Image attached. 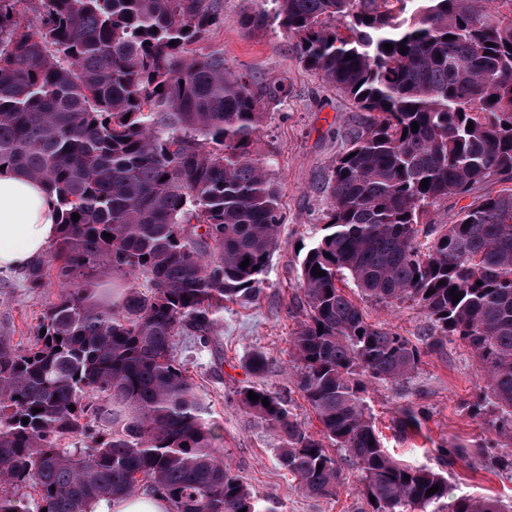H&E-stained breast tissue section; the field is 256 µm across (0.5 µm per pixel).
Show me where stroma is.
<instances>
[{"label": "stroma", "mask_w": 512, "mask_h": 512, "mask_svg": "<svg viewBox=\"0 0 512 512\" xmlns=\"http://www.w3.org/2000/svg\"><path fill=\"white\" fill-rule=\"evenodd\" d=\"M255 6L254 0H224V25L209 37L224 49L225 62L249 72L264 114L254 145L260 156L272 159L278 186L282 223L280 245L271 257L261 293L253 301L230 304L219 321L222 366H214L210 351L190 355L188 374L205 398L208 414L223 428V454L234 474L253 492L260 506L279 512H360L364 502L357 491V471L342 462L344 481L336 497L304 494L278 463V442L270 427L239 404L240 386L252 383L283 399L298 422L309 431L319 423L295 386L290 340L302 312L294 301L300 295V260L320 235L329 208L321 182L330 173L347 132L362 114L299 60L295 40L280 28L249 34L236 20ZM61 290L56 275L44 288H25L20 274L0 275V335L26 348L32 343L49 304ZM362 306L369 322L418 342L430 326L425 312L406 306L390 312L370 301ZM264 353L265 372L254 375L248 360ZM477 359L458 340L444 354L423 356L409 382L391 385L367 381L365 402L382 435L385 448L400 462L442 471L452 494L512 499V467L483 468L478 445L489 437V417L474 416L470 405L482 386ZM411 404L425 410L421 434L394 436L390 424L398 409ZM468 440L474 447L467 461H444L439 447Z\"/></svg>", "instance_id": "stroma-1"}]
</instances>
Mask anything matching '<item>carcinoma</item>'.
<instances>
[{
  "label": "carcinoma",
  "mask_w": 512,
  "mask_h": 512,
  "mask_svg": "<svg viewBox=\"0 0 512 512\" xmlns=\"http://www.w3.org/2000/svg\"><path fill=\"white\" fill-rule=\"evenodd\" d=\"M222 23L224 0H0V167L43 182L60 225L22 280L35 291L54 270L63 285L29 348L0 336V512H89L137 492L163 494L170 512H260L186 368L187 353L216 345L224 303L260 294L279 245L252 78L201 46ZM238 24L285 30L365 113L300 262L291 350L319 430L266 389L244 385L238 402L308 496L341 486L332 445L359 470L369 512H512L395 462L363 396L366 378L408 380L457 338L483 372L471 408L496 415L504 449L485 463L512 459V0H257ZM491 177L503 187L475 193ZM451 196L470 202L432 222ZM350 284L420 307L428 332L414 344L369 323ZM424 420L405 405L393 427Z\"/></svg>",
  "instance_id": "obj_1"
}]
</instances>
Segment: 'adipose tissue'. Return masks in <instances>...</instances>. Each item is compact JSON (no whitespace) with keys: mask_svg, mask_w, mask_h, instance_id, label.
<instances>
[{"mask_svg":"<svg viewBox=\"0 0 512 512\" xmlns=\"http://www.w3.org/2000/svg\"><path fill=\"white\" fill-rule=\"evenodd\" d=\"M59 233L56 199L39 180L0 171V269L23 270L44 256ZM158 493L106 498L89 512H169Z\"/></svg>","mask_w":512,"mask_h":512,"instance_id":"1","label":"adipose tissue"}]
</instances>
